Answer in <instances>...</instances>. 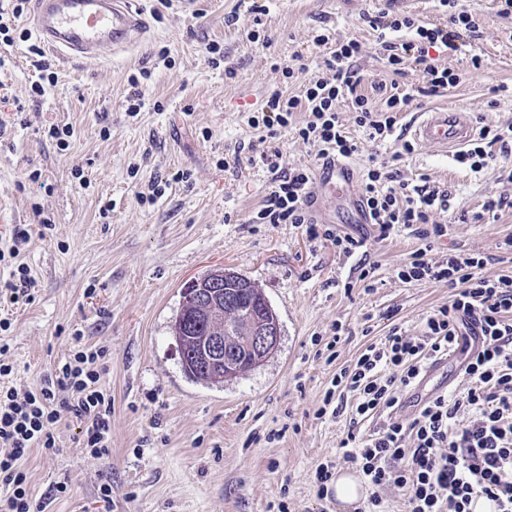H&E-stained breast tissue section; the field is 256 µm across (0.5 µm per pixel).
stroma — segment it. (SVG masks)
Listing matches in <instances>:
<instances>
[{
	"label": "stroma",
	"instance_id": "obj_1",
	"mask_svg": "<svg viewBox=\"0 0 512 512\" xmlns=\"http://www.w3.org/2000/svg\"><path fill=\"white\" fill-rule=\"evenodd\" d=\"M251 6L144 0L151 25L145 39L96 61L54 60L58 82L38 99L29 95L35 72L27 43L0 52V248L14 225L52 223L33 234L23 256L38 281L36 298L10 308L12 325L0 333L14 365L10 384L20 392L39 385L68 357L79 330L107 354L102 384L113 402L109 458L80 448L78 424L67 417L56 431L57 454L35 448L23 459L45 512H341L335 497L318 496L315 483L322 459L341 460L348 429L345 417L316 416L333 376L392 324L421 335L424 318L449 301L446 285L398 280L417 239L402 232L378 240L350 199L361 194L369 157L400 151L427 108L461 107L479 128L512 125V38L496 0H458L479 34L432 57L461 80L415 96L389 143L368 140L351 106L339 104L340 120L360 146L350 159L355 177L344 200L312 184L310 211L339 233L366 237V251L350 257L308 241L294 225L254 223L272 175L249 160L246 146L262 132L248 119L274 89L300 91L317 74L324 50L316 35L358 40L357 68L370 82L388 83L393 75L364 15L390 9L427 26L445 25L447 17L437 0H269L258 19ZM231 14L237 23H227ZM211 43L224 53L215 65L206 52ZM163 48L170 62L159 60ZM297 53L308 70L289 79L275 70ZM475 55L484 61L477 72ZM144 68L152 78L142 88L145 107L132 118L123 107L127 79ZM230 69L235 78L227 77ZM62 124L75 130L65 149L48 135ZM33 170L39 176L32 180ZM392 170L399 180L448 190L450 207L434 220L453 230L436 255L466 249L487 257L485 276L512 275V260L497 257L512 235V156H498L478 175L418 143ZM184 172L189 180L179 181ZM156 177L169 182L164 196L139 202L138 192ZM499 196L508 206L485 214L484 201ZM364 264L376 267L368 287L358 279ZM218 267L261 289L281 337L261 366L206 386L183 372L170 325L189 283ZM336 323L352 333L330 363L324 350ZM105 479L112 485L107 504L98 498ZM60 481L67 493L49 497Z\"/></svg>",
	"mask_w": 512,
	"mask_h": 512
}]
</instances>
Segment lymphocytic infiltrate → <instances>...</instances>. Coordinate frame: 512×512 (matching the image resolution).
Listing matches in <instances>:
<instances>
[{
  "instance_id": "1",
  "label": "lymphocytic infiltrate",
  "mask_w": 512,
  "mask_h": 512,
  "mask_svg": "<svg viewBox=\"0 0 512 512\" xmlns=\"http://www.w3.org/2000/svg\"><path fill=\"white\" fill-rule=\"evenodd\" d=\"M449 17L445 27L429 28L393 11L365 15L364 20L383 39L389 67L398 76L418 70L425 78L419 92L396 88L382 98L361 93L363 75L354 66L362 46L349 40L330 50L324 75L315 77L292 95L273 90L260 114L249 117L253 128L267 138L293 125L295 113L305 118L296 132L318 149L319 158H349L359 146L340 123L337 105L349 100L357 113L356 123L370 140L392 136L398 114L415 95H434L456 86L460 76L438 68L430 48L454 47L459 30L477 33L471 15L457 8V0H439ZM512 154V126L482 129L479 137L457 156L471 172L482 173L495 153ZM260 163L273 175V185L256 214L259 224H292L302 228L309 241L326 242L337 253L351 256L364 248L365 239L339 234L314 222L310 168L282 171L278 146H264ZM450 195L439 188H409L395 181L382 165L366 170L361 201L377 228L379 239L400 230L413 232L420 242L397 277L405 284L445 283L454 294L425 319L424 334L406 335L392 326L381 343L366 347L353 365L342 367L324 398L332 416L348 413L349 424L340 447L365 480L370 495L359 512H387L386 490L402 493L406 512H473L477 500L512 512V277L483 275L484 256L456 250L438 257L436 239L448 236L449 225L436 224V209L449 206ZM30 240L26 225H15L8 251L0 262H10L8 278L0 279V301L10 305L34 301L37 282L22 253ZM472 339L460 371L467 382L464 392L443 391L418 407L410 419H401L396 408L401 390L415 386L427 362L446 358ZM9 346L0 342V512H36L21 460L30 449L47 454L58 451L55 429L63 417L81 423L79 444L91 455L109 452L112 438V400L100 381L106 371L102 350L76 345L69 357L40 385L18 394L8 380L14 366L6 361ZM379 418L372 433L361 430L365 421Z\"/></svg>"
}]
</instances>
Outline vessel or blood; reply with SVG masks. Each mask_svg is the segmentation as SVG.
Instances as JSON below:
<instances>
[{"mask_svg": "<svg viewBox=\"0 0 512 512\" xmlns=\"http://www.w3.org/2000/svg\"><path fill=\"white\" fill-rule=\"evenodd\" d=\"M32 24L41 42L59 58L91 60L107 49L134 43L148 30L142 0H34ZM415 140L448 156L456 155L474 136L470 112L444 105L417 114L411 124ZM319 180L344 194L353 180L349 165L323 161Z\"/></svg>", "mask_w": 512, "mask_h": 512, "instance_id": "1", "label": "vessel or blood"}]
</instances>
